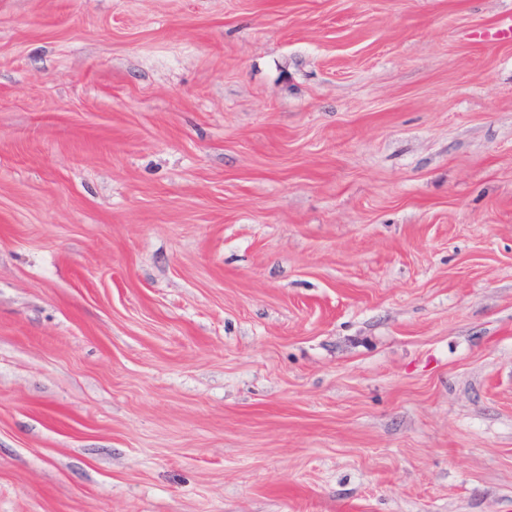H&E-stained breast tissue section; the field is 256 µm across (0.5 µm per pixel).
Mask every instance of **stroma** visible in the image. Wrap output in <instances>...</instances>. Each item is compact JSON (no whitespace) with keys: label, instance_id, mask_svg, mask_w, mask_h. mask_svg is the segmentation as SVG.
I'll use <instances>...</instances> for the list:
<instances>
[{"label":"stroma","instance_id":"obj_1","mask_svg":"<svg viewBox=\"0 0 512 512\" xmlns=\"http://www.w3.org/2000/svg\"><path fill=\"white\" fill-rule=\"evenodd\" d=\"M512 0H0V512H512Z\"/></svg>","mask_w":512,"mask_h":512}]
</instances>
